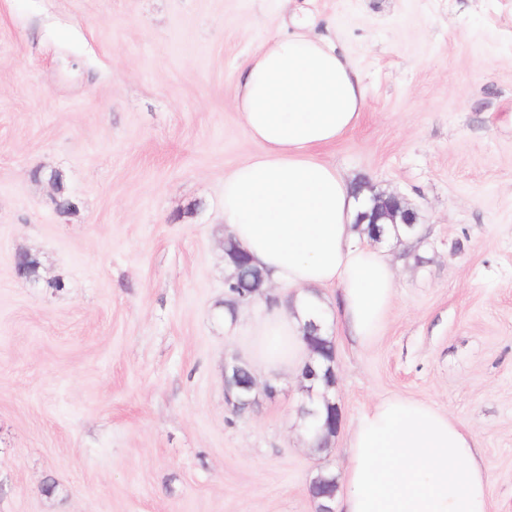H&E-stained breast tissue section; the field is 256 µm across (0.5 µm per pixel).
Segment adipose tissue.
<instances>
[{"instance_id": "obj_1", "label": "adipose tissue", "mask_w": 512, "mask_h": 512, "mask_svg": "<svg viewBox=\"0 0 512 512\" xmlns=\"http://www.w3.org/2000/svg\"><path fill=\"white\" fill-rule=\"evenodd\" d=\"M256 48L235 76L233 107L258 151L224 177V234L264 270L268 292L248 329L251 370L300 375L308 320L337 321L377 343L396 280L380 245L355 227L351 183L317 150L355 129L365 93L349 58L306 19ZM336 512H491L473 431L429 403L390 396L357 418Z\"/></svg>"}]
</instances>
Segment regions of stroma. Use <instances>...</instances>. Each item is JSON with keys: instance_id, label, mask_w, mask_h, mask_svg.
I'll return each instance as SVG.
<instances>
[{"instance_id": "stroma-1", "label": "stroma", "mask_w": 512, "mask_h": 512, "mask_svg": "<svg viewBox=\"0 0 512 512\" xmlns=\"http://www.w3.org/2000/svg\"><path fill=\"white\" fill-rule=\"evenodd\" d=\"M288 16L366 90L322 158L422 228L388 249L381 340L332 331L320 456L293 384L246 418L224 402V177L256 150L234 77ZM393 394L471 426L512 512V0H0V512H316L318 467L343 474L350 427ZM41 262L37 254L30 251H20L15 254L13 270L17 278L25 282L35 283L41 278Z\"/></svg>"}]
</instances>
